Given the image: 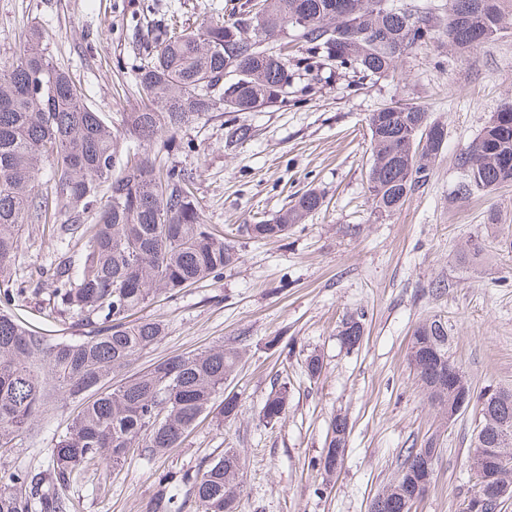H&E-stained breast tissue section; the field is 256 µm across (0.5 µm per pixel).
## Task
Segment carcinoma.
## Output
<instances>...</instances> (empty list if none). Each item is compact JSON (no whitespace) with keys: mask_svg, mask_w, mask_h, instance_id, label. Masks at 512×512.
I'll use <instances>...</instances> for the list:
<instances>
[{"mask_svg":"<svg viewBox=\"0 0 512 512\" xmlns=\"http://www.w3.org/2000/svg\"><path fill=\"white\" fill-rule=\"evenodd\" d=\"M512 0H451L442 36L463 52L495 40L508 29L504 5ZM252 0L228 18L194 32L171 16L157 23L142 48L145 62L137 87L144 102L124 112L119 124L87 104L66 71L53 61L40 29L31 27L23 46L0 66V282L16 274L15 258L26 224H51L57 238L82 242L77 258L61 254L45 271L48 316L82 331L59 341L29 328L6 307L38 294L6 287L0 292V512H70L69 491L101 463L122 465L134 448L147 460L179 448L199 421L237 417L238 398L224 394L238 351L222 345L159 359L120 384L96 391L70 428L57 435L51 467L16 468L8 457L21 436L46 412L51 393L71 398L97 387L109 374L127 371L139 354L165 333V325L140 312L159 294L170 297L215 278L238 254L224 232L205 223L193 186L198 170L157 156L180 149L177 135L210 112H254L288 102L299 71L345 69L363 78L386 77L410 50L436 35L438 22L421 4L394 8L387 0ZM298 18L301 23L290 24ZM290 36L288 44L269 39ZM372 162L368 192L374 209L391 215L426 183L443 140L421 142L436 126L427 109L397 101L368 119ZM464 197L512 184V109L496 113L459 158ZM323 206L310 189L272 219L251 224L253 237L279 238ZM66 220L57 223V217ZM441 319L414 330L408 363L431 404H451L448 334ZM222 400H217V397ZM480 431L495 437L493 419L508 422L512 448V393L480 397ZM288 388L269 395L262 419H281ZM406 448L383 492L413 494L434 476L436 457ZM317 465L336 474L329 445ZM243 462L234 448L204 468L182 473L202 512H236ZM149 512H183L166 488Z\"/></svg>","mask_w":512,"mask_h":512,"instance_id":"cac0c4a2","label":"carcinoma"}]
</instances>
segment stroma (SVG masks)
<instances>
[{"mask_svg": "<svg viewBox=\"0 0 512 512\" xmlns=\"http://www.w3.org/2000/svg\"><path fill=\"white\" fill-rule=\"evenodd\" d=\"M238 2L0 0V62L38 27L88 103L116 119L141 106L139 34L174 13L194 28ZM307 81L312 92H295L288 103L214 112L180 134L188 149L176 159L198 170L205 220L223 229L240 259L218 278L151 301L144 315L166 331L134 367L217 344L236 348L224 389L238 397L237 418L203 421L161 458L133 454L120 467L88 472L69 492L72 512H147L161 475L196 471L227 448L244 461L238 512H370L401 449L431 439L435 474L416 512H463L475 492L469 460L481 425L478 397L512 391V184L461 196L457 159L491 116L512 107V29L463 53L435 38L378 80L322 70ZM394 100L424 104L447 137L427 182L385 215L367 190V118ZM235 124L250 126L251 139L227 140ZM309 189L324 195L321 210L279 238H251L250 224L272 219ZM56 257L51 226L25 225L18 280L39 276ZM47 306V293H30L14 314L53 337L78 338V330L44 319ZM357 316L364 338L349 351L338 332ZM433 316L447 323L448 356L476 395L450 420L430 404L407 360L414 328ZM314 352L323 359L315 379L305 367ZM283 384L286 413L265 423L261 409ZM339 412L350 435L342 467L328 481L311 463ZM76 413L75 402L56 398L12 464L47 469L57 434Z\"/></svg>", "mask_w": 512, "mask_h": 512, "instance_id": "obj_1", "label": "stroma"}]
</instances>
